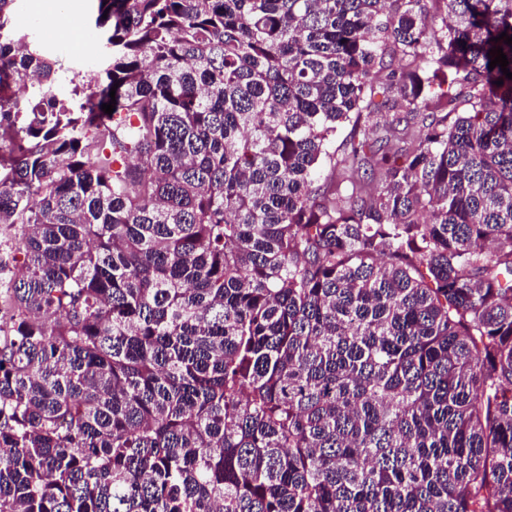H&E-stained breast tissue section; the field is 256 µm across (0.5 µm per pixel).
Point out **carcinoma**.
I'll return each instance as SVG.
<instances>
[{"mask_svg": "<svg viewBox=\"0 0 512 512\" xmlns=\"http://www.w3.org/2000/svg\"><path fill=\"white\" fill-rule=\"evenodd\" d=\"M15 2L0 512H512V0ZM49 4L53 13L66 14L71 20L62 26L55 20L47 19L48 10L44 8ZM90 10L89 0H18L13 14V23L20 30L34 33L37 38L38 33L44 40L41 42L50 52L65 57L72 68L85 73L94 69L100 51L97 32L84 27V20ZM44 24L48 27L50 39L44 36ZM77 27H81L83 37L73 42V32Z\"/></svg>", "mask_w": 512, "mask_h": 512, "instance_id": "obj_1", "label": "carcinoma"}]
</instances>
